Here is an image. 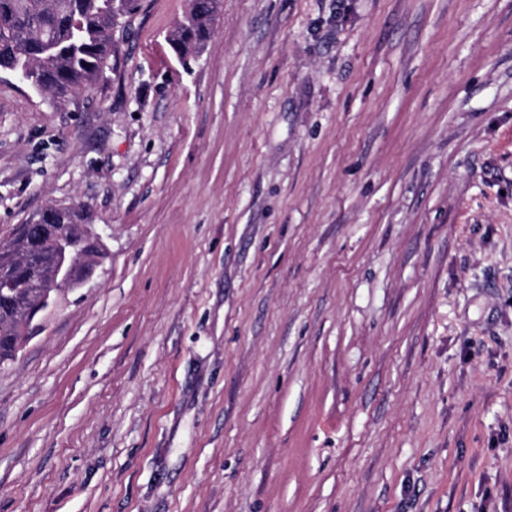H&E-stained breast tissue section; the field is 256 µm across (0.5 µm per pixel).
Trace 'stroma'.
<instances>
[{
	"label": "stroma",
	"instance_id": "35a3bbf8",
	"mask_svg": "<svg viewBox=\"0 0 512 512\" xmlns=\"http://www.w3.org/2000/svg\"><path fill=\"white\" fill-rule=\"evenodd\" d=\"M139 0L0 72V242L102 236L0 368V512H512V0ZM138 0H0V70L21 71L57 110L97 84ZM85 62V65H82ZM224 0H190L188 13L171 35V43L182 60L202 51Z\"/></svg>",
	"mask_w": 512,
	"mask_h": 512
}]
</instances>
